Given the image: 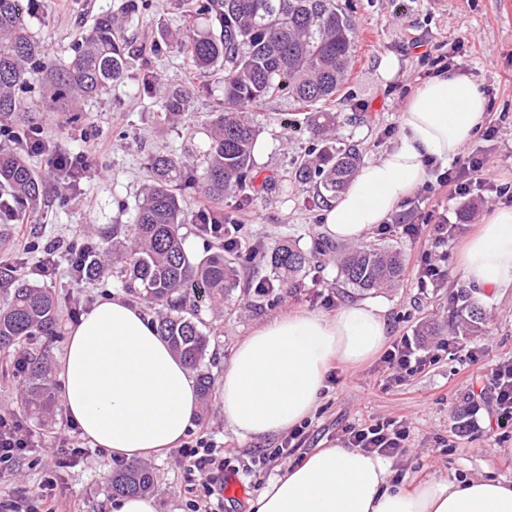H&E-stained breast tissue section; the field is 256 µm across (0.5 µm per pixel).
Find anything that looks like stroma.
Here are the masks:
<instances>
[{
	"label": "stroma",
	"instance_id": "1",
	"mask_svg": "<svg viewBox=\"0 0 512 512\" xmlns=\"http://www.w3.org/2000/svg\"><path fill=\"white\" fill-rule=\"evenodd\" d=\"M122 0H36L28 18L34 38L59 60L68 59L72 44L89 28L98 13L118 10ZM354 17L359 36L350 75L336 96V109L343 122L338 137L356 142L364 161H373L391 149L400 135L401 115L415 88L429 76L423 63L425 52L447 51L452 42L464 41L470 50L471 79L479 88L489 90L493 112L502 114L506 129L503 138L484 143L489 179L512 180V0H338ZM205 19L186 12L181 0H152L144 16L133 19L126 35L142 49L151 70L164 82L193 86L195 107L189 121L166 123L157 116L158 108L143 93L138 69H130L123 82L111 85L98 99L85 102L81 118L68 123L67 115H52L37 110L42 74L32 71V93L28 99L33 110L28 118L43 131L47 151L33 155L32 164L39 175H46L57 151L84 153L96 175L79 182L57 175L56 185L48 189L47 201L37 215L27 217L39 248L26 254L25 265L15 267L19 277H30L45 253L46 244H60L78 234H87L96 245L101 259L112 256V227L132 223L136 200L150 180L151 156L159 151L183 154L189 146L191 127L205 121L218 110L224 99V86L217 76L187 67L169 40L170 35L194 25L204 27ZM398 62L392 79H384L380 67L385 58ZM260 127L259 151L255 164L264 177L290 182L283 194L259 195L245 209L225 203L224 210L236 223L246 225L250 240L265 245L287 237L310 247L324 236L325 210L309 203L306 194L294 187L292 180L298 161L307 154L312 140L303 116L287 99L267 102L253 113ZM106 151H99V144ZM512 205V200L498 196L473 206L471 201L446 191L436 194L413 192L390 215L417 219L431 210H448L454 215L457 234L448 243V273L440 287L419 290L414 267L432 248L430 233L411 239L400 233H380L371 229L367 242L398 248L406 259L403 285L393 291L365 295L347 287L337 275L336 264L326 260L313 269L303 287L275 301H258L252 286L268 277L262 266L245 278L236 289L223 313L203 312L210 334L207 358L214 382H221L224 369L238 343L258 326L289 311L333 315L351 302L370 301L385 311L388 338L395 341L413 334L428 323L446 324L448 299L452 292L466 287L459 266L462 244L475 228L472 209L488 214L493 209ZM56 270L43 279L44 287L62 297V333L49 344L52 361H60L66 344V328L78 315L86 313L101 298L115 292L110 275L96 280H73L64 254L54 256ZM330 294L333 303L325 305L322 294ZM485 313L480 333L459 337L465 350L475 347L477 359L464 354L448 357L424 372L400 382H387L380 358H373L355 370L340 367L332 371L316 408L308 419L304 448L315 451L336 443L345 427L373 418L406 421L410 442L405 451L393 457L392 470L408 483L425 480L494 478L512 482V432L497 425L490 399L472 401L470 391L489 387L499 361L512 358V288L483 293L475 290ZM26 378L11 369H0V415L25 420L37 445L23 458L19 469L0 477V500L8 499L17 489L32 486L49 475L58 433L75 434L65 415L42 424L29 420L22 402ZM216 441L231 448L225 475L231 476L245 490L241 500L225 499L224 512H249V501L277 476L295 466V456L265 464L264 449L285 441V434L245 439L238 436L224 420L218 393H211L203 404L196 425ZM156 474L152 496L156 512H189L191 498L183 470L173 453L151 457ZM111 467L101 465L97 453H89L75 467L64 469L61 476L66 497L80 501L83 512H108L113 498L110 489Z\"/></svg>",
	"mask_w": 512,
	"mask_h": 512
}]
</instances>
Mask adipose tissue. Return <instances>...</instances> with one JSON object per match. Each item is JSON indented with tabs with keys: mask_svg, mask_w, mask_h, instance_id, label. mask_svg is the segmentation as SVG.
Wrapping results in <instances>:
<instances>
[{
	"mask_svg": "<svg viewBox=\"0 0 512 512\" xmlns=\"http://www.w3.org/2000/svg\"><path fill=\"white\" fill-rule=\"evenodd\" d=\"M485 112L468 77L424 81L401 117L397 144L367 162L325 215L336 240L358 242L398 209L426 177L427 161L459 156ZM480 288L512 286V208L486 216L461 255ZM387 339L383 311L354 302L335 315L293 311L254 329L224 369V419L240 436L284 432L309 417L333 364L373 358ZM64 412L83 437L115 459L164 454L196 426L191 370L149 317L120 294L101 299L71 325L61 360ZM383 459L335 445L312 452L271 480L250 512H512V482L486 478L392 479Z\"/></svg>",
	"mask_w": 512,
	"mask_h": 512,
	"instance_id": "obj_1",
	"label": "adipose tissue"
}]
</instances>
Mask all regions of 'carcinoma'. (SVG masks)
<instances>
[{"mask_svg":"<svg viewBox=\"0 0 512 512\" xmlns=\"http://www.w3.org/2000/svg\"><path fill=\"white\" fill-rule=\"evenodd\" d=\"M148 0H123L120 13L98 16L72 48L66 61L49 56L30 33L25 0H0V122L14 143L0 148V190L33 214L44 201V186L29 162L37 128L13 122L26 111L20 92L26 90L31 68L45 74L42 108L52 111L63 103L70 119L80 118L81 104L98 98L124 78L141 50L122 34V22L147 11ZM192 9L208 18L199 30L188 27L174 45L187 65L221 74L222 108L201 126L206 139L186 159L157 153L150 159L152 182L136 204L131 224L112 225V279L131 298L156 310L154 323L161 336L197 373L200 395L211 391L204 370L210 339L198 317L201 306L224 309L241 287L242 270L263 263L273 278L265 288H300L314 261L332 258L343 281L361 291L377 293L397 287L405 277L403 255L375 244L335 246L322 239L309 250L293 240L272 246L250 243L229 248L216 239L209 254L193 259L184 248L185 196L198 192L215 207L199 215V224L225 223L228 199L244 207L257 195L280 189L266 177L256 183L254 147L259 127L250 112L270 100L286 98L305 110V123L316 141V157L296 167L294 182L312 192L314 205H329L346 189L358 171V145L336 141L341 126L334 109L354 57L357 26L338 0H192ZM144 92L157 100L164 119L179 120L193 111L189 86L162 82L147 62L141 63ZM483 312L471 293L460 288L448 307V329L430 335L457 336L477 327ZM60 306L55 293L19 279L0 307V349H11L27 374L24 405L40 421L55 415L57 391L48 374V344L58 335ZM155 486L153 470L130 461L112 471L114 495L143 494Z\"/></svg>","mask_w":512,"mask_h":512,"instance_id":"cac0c4a2","label":"carcinoma"}]
</instances>
